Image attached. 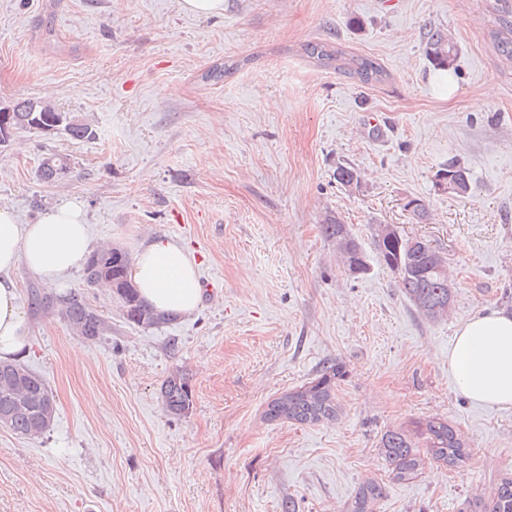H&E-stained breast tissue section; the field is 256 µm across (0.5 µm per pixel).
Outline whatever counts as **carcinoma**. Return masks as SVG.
<instances>
[{
    "mask_svg": "<svg viewBox=\"0 0 512 512\" xmlns=\"http://www.w3.org/2000/svg\"><path fill=\"white\" fill-rule=\"evenodd\" d=\"M496 29L492 36L499 53L512 59V0H498ZM425 55L431 64L442 70L454 66L458 48L441 29L429 30L425 40ZM308 57L321 66L347 74L364 85L381 84L387 78L385 69L365 55L346 56L340 48L327 42L306 45ZM12 129H34L33 118L48 112L63 118L60 129L74 140L94 136L91 127L76 116L59 111L42 99L26 98L14 103ZM65 164L71 170L70 159L64 155H51L38 168L39 179L50 182L51 168ZM444 189L458 197H465L471 190V176L467 168L455 158L448 159L440 170ZM336 181L346 188L361 184L360 172L349 164L336 167ZM324 237L336 245L343 265L348 271H358L366 262V255L359 240L348 225L332 217L321 225ZM376 253L392 272L398 275L406 297L423 317L434 320L448 314L452 292L448 280L447 260L423 239L412 241L397 230L383 234L380 225L373 229ZM128 255L118 248L103 247L93 252L85 266L88 287L101 282L111 285L113 293L122 302L123 318L141 327H157L173 320L169 314L159 313L138 295L129 275ZM61 315L77 335L87 340H97L112 333V325L97 314L76 292L61 300ZM344 367L331 363L323 367L312 380L288 390L267 403L263 418L268 422H288L300 425H323L333 422L340 406L336 401L337 383L345 377ZM160 399L165 412L174 417L186 416L193 406V391L187 373L178 369L170 373L160 387ZM9 416L3 427L14 433L37 438L53 425L56 405L48 384L37 372L17 360H0V416ZM429 445L425 452L416 449L411 435L404 430L384 432L378 448L387 463L390 478L406 481L415 478L426 463H437L450 468L459 467L469 459L465 439L447 423L428 420L424 423ZM384 495V487L376 482L361 484L349 505L348 512H374L377 501ZM479 512H512V477L501 480L493 496L486 503H479Z\"/></svg>",
    "mask_w": 512,
    "mask_h": 512,
    "instance_id": "1",
    "label": "carcinoma"
}]
</instances>
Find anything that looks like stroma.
Listing matches in <instances>:
<instances>
[{
  "label": "stroma",
  "mask_w": 512,
  "mask_h": 512,
  "mask_svg": "<svg viewBox=\"0 0 512 512\" xmlns=\"http://www.w3.org/2000/svg\"><path fill=\"white\" fill-rule=\"evenodd\" d=\"M492 19L490 0H224L219 17L179 0H0V103L48 99L95 131H14L0 206L31 224L78 202L94 245L133 257L164 237L224 283L192 316L144 328L83 269L60 285L14 271L32 336L22 360L57 417L36 439L0 427V512H283L289 500L347 512L368 479L386 487L375 512H464L512 476V409L471 403L448 373L461 321L512 311V61ZM438 27L459 47L448 92L424 53ZM311 41L373 57L388 78L370 87L320 68L302 52ZM229 59L234 74L205 80ZM52 154L72 171L47 183L37 167ZM452 156L468 196L436 184ZM340 163L361 171L359 188L337 182ZM331 217L361 242L365 275L322 235ZM378 224L444 253L446 318L420 316L379 261ZM35 291L50 307H30ZM74 291L110 336L71 331L57 301ZM333 362L346 367L334 423L263 420L267 400ZM179 368L193 408L177 419L159 388ZM429 418L464 436L468 460L391 481L382 433Z\"/></svg>",
  "instance_id": "35a3bbf8"
}]
</instances>
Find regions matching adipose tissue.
<instances>
[{"label": "adipose tissue", "mask_w": 512, "mask_h": 512, "mask_svg": "<svg viewBox=\"0 0 512 512\" xmlns=\"http://www.w3.org/2000/svg\"><path fill=\"white\" fill-rule=\"evenodd\" d=\"M91 250L79 204H61L33 224L18 223L10 208L0 207V359L14 358L30 341L28 316L12 272L22 265L43 281L60 284ZM132 280L157 310L188 316L199 307L196 265L171 241L156 239L142 246ZM448 371L474 403L512 408V312L488 309L461 322L448 349Z\"/></svg>", "instance_id": "obj_1"}]
</instances>
